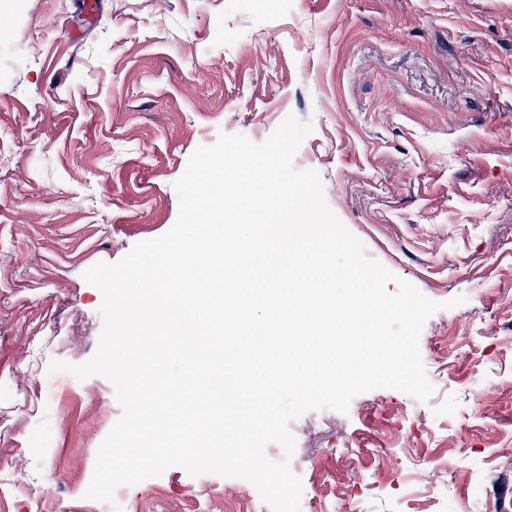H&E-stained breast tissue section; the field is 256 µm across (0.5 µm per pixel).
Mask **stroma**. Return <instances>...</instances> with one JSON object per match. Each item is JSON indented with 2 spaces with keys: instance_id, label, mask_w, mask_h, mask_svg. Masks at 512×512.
Listing matches in <instances>:
<instances>
[{
  "instance_id": "stroma-1",
  "label": "stroma",
  "mask_w": 512,
  "mask_h": 512,
  "mask_svg": "<svg viewBox=\"0 0 512 512\" xmlns=\"http://www.w3.org/2000/svg\"><path fill=\"white\" fill-rule=\"evenodd\" d=\"M289 115L313 124L295 168L443 305L428 402L375 389L289 423L305 501L441 512L449 485L458 512H512V0H20L0 37V512H98L115 388L49 371L96 352L84 274L172 227L198 147ZM122 492L124 512H270L178 466Z\"/></svg>"
}]
</instances>
